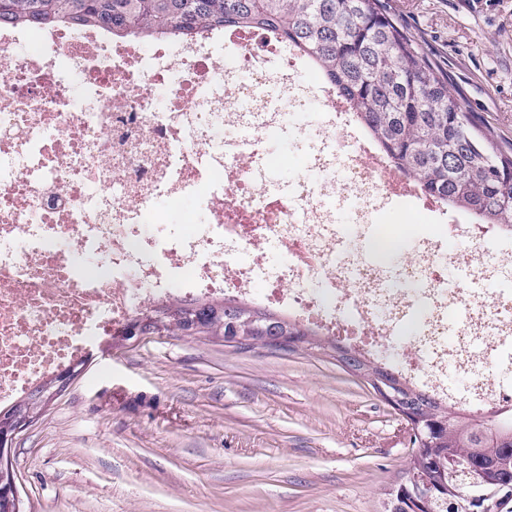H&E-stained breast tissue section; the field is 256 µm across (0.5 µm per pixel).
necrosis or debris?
Listing matches in <instances>:
<instances>
[{"instance_id": "necrosis-or-debris-1", "label": "necrosis or debris", "mask_w": 512, "mask_h": 512, "mask_svg": "<svg viewBox=\"0 0 512 512\" xmlns=\"http://www.w3.org/2000/svg\"><path fill=\"white\" fill-rule=\"evenodd\" d=\"M237 50L225 67L220 53ZM277 68H269L271 58ZM311 63L262 31L192 42L113 39L93 26L0 25V405L119 330L148 303L233 298L280 311L396 368L449 406L507 402L512 231L456 213L387 288L362 239L335 223L421 198ZM301 170L266 147L306 105ZM288 265L269 268V247ZM266 291L255 294L257 276ZM423 328L399 333L412 308ZM466 379L449 388L448 374Z\"/></svg>"}]
</instances>
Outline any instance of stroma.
I'll return each instance as SVG.
<instances>
[{
	"instance_id": "35a3bbf8",
	"label": "stroma",
	"mask_w": 512,
	"mask_h": 512,
	"mask_svg": "<svg viewBox=\"0 0 512 512\" xmlns=\"http://www.w3.org/2000/svg\"><path fill=\"white\" fill-rule=\"evenodd\" d=\"M468 111L512 143V0H387ZM412 226L385 268L445 216ZM412 443L330 346L155 334L98 341L86 369L17 437L23 512H385Z\"/></svg>"
}]
</instances>
